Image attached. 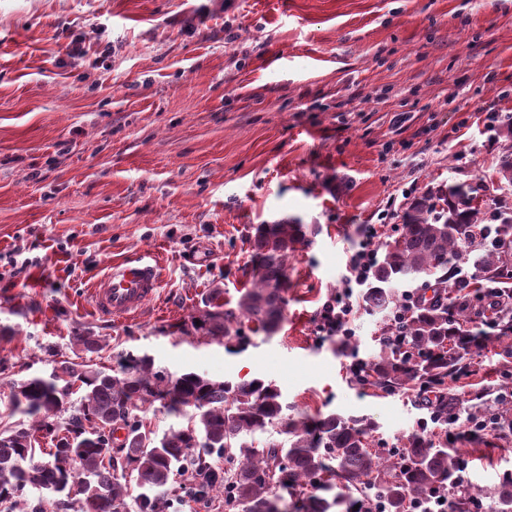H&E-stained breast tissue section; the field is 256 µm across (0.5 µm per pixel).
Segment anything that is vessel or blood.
I'll return each mask as SVG.
<instances>
[{
    "label": "vessel or blood",
    "instance_id": "1",
    "mask_svg": "<svg viewBox=\"0 0 512 512\" xmlns=\"http://www.w3.org/2000/svg\"><path fill=\"white\" fill-rule=\"evenodd\" d=\"M160 286L158 268L148 255L110 265L92 290L95 310L105 318L138 314Z\"/></svg>",
    "mask_w": 512,
    "mask_h": 512
}]
</instances>
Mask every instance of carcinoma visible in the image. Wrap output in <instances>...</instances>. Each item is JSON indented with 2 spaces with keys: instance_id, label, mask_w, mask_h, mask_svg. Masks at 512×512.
<instances>
[{
  "instance_id": "carcinoma-1",
  "label": "carcinoma",
  "mask_w": 512,
  "mask_h": 512,
  "mask_svg": "<svg viewBox=\"0 0 512 512\" xmlns=\"http://www.w3.org/2000/svg\"><path fill=\"white\" fill-rule=\"evenodd\" d=\"M473 188L438 186L414 199L399 235L386 245L363 297L373 310L390 309L391 286L435 276L433 291L403 308L399 339L388 328L379 359L366 367L385 391L418 390L432 395L430 420L448 421V381L460 377L467 360L489 338H512V304L500 299L512 289V215L501 218L484 239L478 231ZM300 225H260L254 241L253 283L236 308L212 306L191 325L211 339H243L251 322L272 336L284 319L288 259L302 243ZM479 278L460 275V255ZM76 359L62 360L47 376L33 375L10 386V416L0 428V506L14 512L28 488L51 495L53 510L77 500L81 512H176L174 473L189 474L199 492L224 494L231 512H283L274 489L287 485L304 495L302 512H409L411 501H430L456 484L461 453L423 431L384 457L371 447L375 424L336 412L316 418L285 414L277 386L260 378L214 380L194 372L174 375L147 355H129L119 373L92 362L101 338L83 331L73 337ZM159 401L173 414L195 408L187 422L157 436L144 424L148 403ZM493 415L500 430H512V406L493 412L474 406L473 418ZM281 428L283 442L261 448L250 437ZM126 432L123 440L115 432ZM53 448L43 452L40 438ZM224 460V465L203 459ZM140 492L132 495L131 487ZM483 495L472 488L448 503V512H469L467 500ZM493 512H512V475L492 492Z\"/></svg>"
}]
</instances>
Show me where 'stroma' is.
Segmentation results:
<instances>
[{"mask_svg":"<svg viewBox=\"0 0 512 512\" xmlns=\"http://www.w3.org/2000/svg\"><path fill=\"white\" fill-rule=\"evenodd\" d=\"M233 41H226V34ZM512 0H0V414L9 384L50 373L53 345L102 336L121 370L263 378L289 414L365 415L379 452L428 422L415 391L358 380L387 313L366 311L346 263L367 225L383 252L413 198L476 186L482 223L512 213L497 171L512 150ZM303 225L285 320L243 327L238 352L190 324L250 286L258 225ZM149 254L161 287L130 318L91 298L107 265ZM33 264L25 273L15 265ZM353 303L350 346L322 328ZM512 341L491 339L449 381L454 415L497 393ZM470 485L512 473V433L449 440ZM352 317L353 304L349 298L343 299L341 296L327 300L320 311L323 327L329 332H336V336H354Z\"/></svg>","mask_w":512,"mask_h":512,"instance_id":"35a3bbf8","label":"stroma"}]
</instances>
